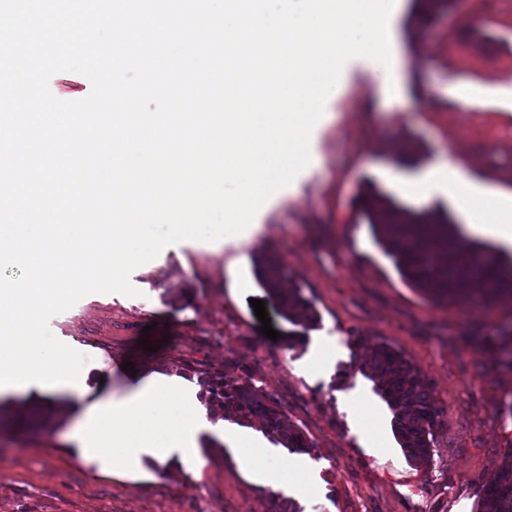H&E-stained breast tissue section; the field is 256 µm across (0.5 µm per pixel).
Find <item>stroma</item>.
<instances>
[{"label": "stroma", "instance_id": "1", "mask_svg": "<svg viewBox=\"0 0 512 512\" xmlns=\"http://www.w3.org/2000/svg\"><path fill=\"white\" fill-rule=\"evenodd\" d=\"M417 12L418 0H394L390 73L364 57L345 65L312 133L310 164L262 206L255 237L169 246L132 272L139 296L90 294L50 324L90 355V374L111 367L117 399L153 372L201 384L247 369L312 445H272L317 488L294 496L298 512H479L486 483L512 457V303L434 304L405 282L356 204L372 187L459 225L466 215L450 181L465 175L512 193L502 180L512 171V0H455L423 20ZM408 141L420 153L404 162L394 148ZM442 160L448 183L422 197L405 192ZM262 253L313 303L316 322L295 342L276 314L280 337L266 338L250 304L265 297L254 272ZM237 277L252 282L238 297ZM383 341L415 366L437 408L428 463L408 459L363 366ZM218 418L203 406V465L175 475L149 456L141 469L110 473L67 443L57 419L37 436L2 429L0 512H274L275 490L212 435Z\"/></svg>", "mask_w": 512, "mask_h": 512}]
</instances>
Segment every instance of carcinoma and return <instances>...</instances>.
<instances>
[{
	"instance_id": "carcinoma-1",
	"label": "carcinoma",
	"mask_w": 512,
	"mask_h": 512,
	"mask_svg": "<svg viewBox=\"0 0 512 512\" xmlns=\"http://www.w3.org/2000/svg\"><path fill=\"white\" fill-rule=\"evenodd\" d=\"M360 205L379 242L395 258L401 275L434 302L470 301L488 306L505 295L512 296V263L501 262L484 246L467 250L457 245L456 231L447 215L401 208L373 188L362 190ZM255 273L267 300L284 320L303 327L314 321L312 302L302 289L281 287L282 272L276 258L259 256ZM364 367L379 380V392L393 410L406 455L419 463L427 461L437 409L415 367L386 342L377 345ZM208 384L212 400L224 409L225 417L240 423L257 422L267 436L292 451L311 448L304 433L272 396L251 380L215 376ZM47 418L48 412L40 404L12 414L0 407L1 425L7 421L30 427ZM482 500L483 512H512V461L504 464L485 487Z\"/></svg>"
}]
</instances>
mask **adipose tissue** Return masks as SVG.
<instances>
[{
	"instance_id": "adipose-tissue-1",
	"label": "adipose tissue",
	"mask_w": 512,
	"mask_h": 512,
	"mask_svg": "<svg viewBox=\"0 0 512 512\" xmlns=\"http://www.w3.org/2000/svg\"><path fill=\"white\" fill-rule=\"evenodd\" d=\"M96 392V398L84 406L67 431L68 443L80 452L99 453L114 469H131L145 455L171 462L177 470L200 467L201 460L195 447L197 413L194 398L184 399L182 406L166 423H157L146 416L149 403L169 402L175 397L176 388L166 376L150 374L120 399L113 398L106 384L97 386ZM113 422L125 423L127 433L112 445L102 444L101 434ZM229 445L241 461L256 470L273 489L289 487L304 495L313 494L312 484L282 469L275 463L271 449L261 446L256 440L237 437L230 439Z\"/></svg>"
}]
</instances>
